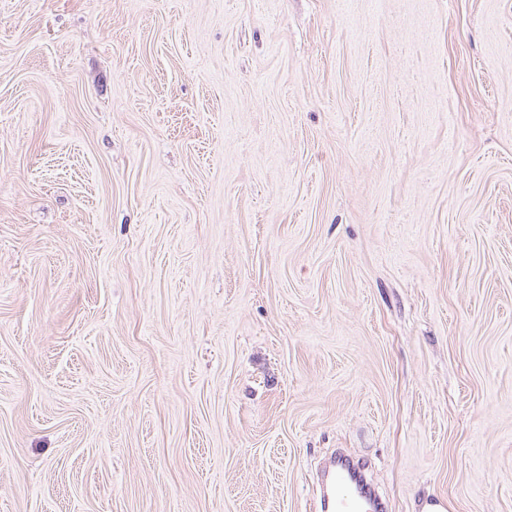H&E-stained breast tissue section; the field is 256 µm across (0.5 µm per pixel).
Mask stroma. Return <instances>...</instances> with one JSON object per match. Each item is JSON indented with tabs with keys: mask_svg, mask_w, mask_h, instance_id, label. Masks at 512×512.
<instances>
[{
	"mask_svg": "<svg viewBox=\"0 0 512 512\" xmlns=\"http://www.w3.org/2000/svg\"><path fill=\"white\" fill-rule=\"evenodd\" d=\"M512 512V0H0V512ZM362 469L347 461H334L325 487L313 505L315 512H367L379 510ZM379 507V508H378Z\"/></svg>",
	"mask_w": 512,
	"mask_h": 512,
	"instance_id": "1",
	"label": "stroma"
}]
</instances>
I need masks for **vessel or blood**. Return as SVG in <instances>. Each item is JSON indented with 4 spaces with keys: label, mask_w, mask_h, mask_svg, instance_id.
<instances>
[{
    "label": "vessel or blood",
    "mask_w": 512,
    "mask_h": 512,
    "mask_svg": "<svg viewBox=\"0 0 512 512\" xmlns=\"http://www.w3.org/2000/svg\"><path fill=\"white\" fill-rule=\"evenodd\" d=\"M378 507L362 469L347 461L332 463L314 512H376Z\"/></svg>",
    "instance_id": "1"
}]
</instances>
